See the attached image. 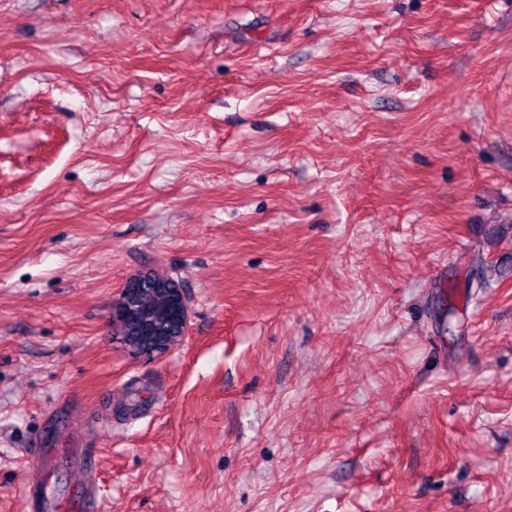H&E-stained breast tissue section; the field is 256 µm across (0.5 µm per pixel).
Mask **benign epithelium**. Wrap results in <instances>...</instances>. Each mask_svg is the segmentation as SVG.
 Listing matches in <instances>:
<instances>
[{"mask_svg":"<svg viewBox=\"0 0 512 512\" xmlns=\"http://www.w3.org/2000/svg\"><path fill=\"white\" fill-rule=\"evenodd\" d=\"M152 293L164 298L162 315L140 307L141 297ZM189 318L188 301L179 283L166 274L147 269L126 282L112 313V332L127 336L128 325L138 324L144 340L127 343L130 350L144 357L167 353L180 344L186 334Z\"/></svg>","mask_w":512,"mask_h":512,"instance_id":"1","label":"benign epithelium"}]
</instances>
